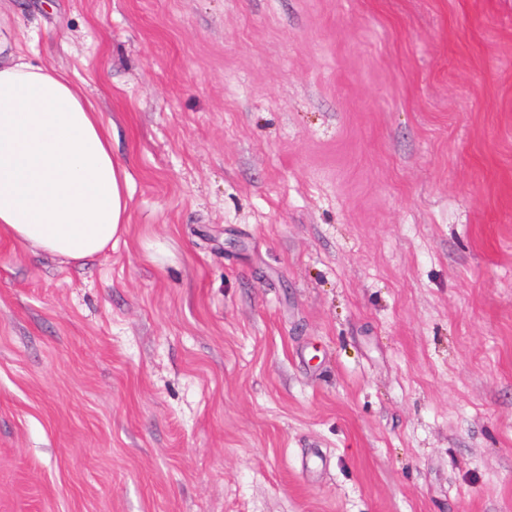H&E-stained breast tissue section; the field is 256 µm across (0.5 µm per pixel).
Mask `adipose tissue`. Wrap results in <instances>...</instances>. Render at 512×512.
Returning <instances> with one entry per match:
<instances>
[{
	"label": "adipose tissue",
	"mask_w": 512,
	"mask_h": 512,
	"mask_svg": "<svg viewBox=\"0 0 512 512\" xmlns=\"http://www.w3.org/2000/svg\"><path fill=\"white\" fill-rule=\"evenodd\" d=\"M130 175L82 87L0 35V233L80 261L123 235Z\"/></svg>",
	"instance_id": "adipose-tissue-1"
}]
</instances>
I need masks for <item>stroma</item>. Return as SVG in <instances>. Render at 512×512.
<instances>
[{
	"label": "stroma",
	"mask_w": 512,
	"mask_h": 512,
	"mask_svg": "<svg viewBox=\"0 0 512 512\" xmlns=\"http://www.w3.org/2000/svg\"><path fill=\"white\" fill-rule=\"evenodd\" d=\"M130 175L0 234V512H512V0H0Z\"/></svg>",
	"instance_id": "obj_1"
}]
</instances>
